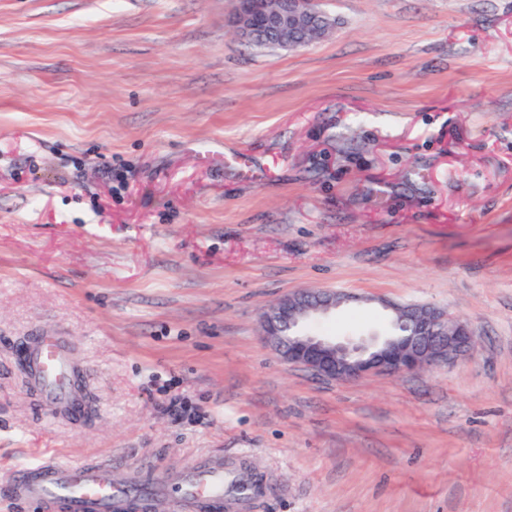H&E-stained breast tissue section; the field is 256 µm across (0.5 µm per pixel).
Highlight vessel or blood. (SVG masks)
Instances as JSON below:
<instances>
[{
    "label": "vessel or blood",
    "mask_w": 512,
    "mask_h": 512,
    "mask_svg": "<svg viewBox=\"0 0 512 512\" xmlns=\"http://www.w3.org/2000/svg\"><path fill=\"white\" fill-rule=\"evenodd\" d=\"M20 358L31 385L53 410L75 420L84 418L79 392L83 370L69 356L63 337L43 331L22 348ZM8 493L19 501L42 503L48 512H124L151 497L147 489H131L114 481L111 466L54 462L17 467ZM168 494L190 501L197 512H222L223 464L204 463L190 469L182 482L169 487Z\"/></svg>",
    "instance_id": "vessel-or-blood-1"
}]
</instances>
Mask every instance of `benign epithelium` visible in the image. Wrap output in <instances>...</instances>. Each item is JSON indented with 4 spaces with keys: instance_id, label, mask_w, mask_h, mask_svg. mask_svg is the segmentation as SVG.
Masks as SVG:
<instances>
[{
    "instance_id": "obj_1",
    "label": "benign epithelium",
    "mask_w": 512,
    "mask_h": 512,
    "mask_svg": "<svg viewBox=\"0 0 512 512\" xmlns=\"http://www.w3.org/2000/svg\"><path fill=\"white\" fill-rule=\"evenodd\" d=\"M241 39L282 49L306 46L323 37L332 22L315 0H238L231 21ZM353 297L323 290L291 295L263 313V338L288 363L330 380L349 381L367 373L401 375L451 362L472 351L475 337L464 324L423 305L386 304L391 331L385 336H320L307 325Z\"/></svg>"
}]
</instances>
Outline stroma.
Returning <instances> with one entry per match:
<instances>
[{"label": "stroma", "mask_w": 512, "mask_h": 512, "mask_svg": "<svg viewBox=\"0 0 512 512\" xmlns=\"http://www.w3.org/2000/svg\"><path fill=\"white\" fill-rule=\"evenodd\" d=\"M237 0H0V485L17 465L257 473L238 512H512V0H320L297 49ZM383 330L428 305L477 345L338 382L261 316ZM68 336L72 423L19 351Z\"/></svg>", "instance_id": "1"}]
</instances>
